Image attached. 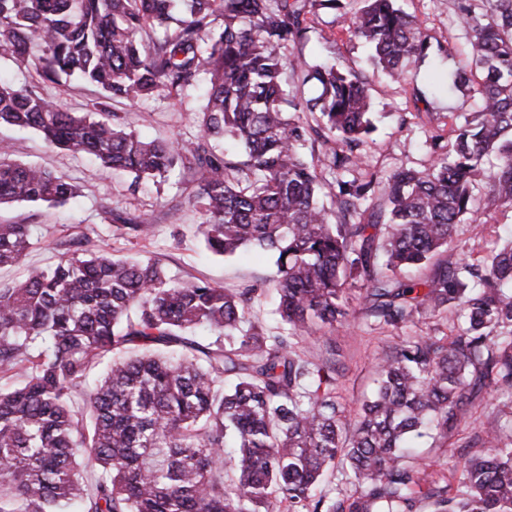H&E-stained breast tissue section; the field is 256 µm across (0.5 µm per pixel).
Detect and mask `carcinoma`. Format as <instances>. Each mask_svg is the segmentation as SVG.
Masks as SVG:
<instances>
[{
  "instance_id": "carcinoma-1",
  "label": "carcinoma",
  "mask_w": 512,
  "mask_h": 512,
  "mask_svg": "<svg viewBox=\"0 0 512 512\" xmlns=\"http://www.w3.org/2000/svg\"><path fill=\"white\" fill-rule=\"evenodd\" d=\"M341 0H0V49L49 81L101 94L69 112L0 79V126L38 131L53 149L93 156L129 189L179 168L197 177L205 248L273 260L279 325L255 313L265 289L174 278L158 260L67 249L23 280H0V512H512V440L486 431L461 470V493L408 463L412 441L442 436L470 404L467 387L512 389V240L484 262L435 265L421 281L396 271L429 262L472 213L476 178L512 205V0H469L461 17L481 82L479 109L432 162L383 182L353 175L374 130L365 82L337 65L284 54L309 40L308 7ZM162 36L139 38L145 28ZM377 72L407 78L430 42L396 0H364L348 20ZM320 94L286 88L284 71ZM455 69L447 94L472 85ZM203 85L192 146L145 140L107 101L134 102ZM340 148L304 149L325 135ZM235 154L218 149L224 138ZM333 174L328 180L323 172ZM78 188L17 163L0 142V205L65 204ZM136 236L150 225L111 213ZM32 245L28 224H0V268ZM366 313L399 328L453 305L464 326L394 348L373 399L348 427L336 401V340L303 342L346 316L345 285ZM343 463L358 484L347 503L315 489Z\"/></svg>"
}]
</instances>
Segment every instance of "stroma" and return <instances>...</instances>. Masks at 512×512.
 <instances>
[{"label": "stroma", "mask_w": 512, "mask_h": 512, "mask_svg": "<svg viewBox=\"0 0 512 512\" xmlns=\"http://www.w3.org/2000/svg\"><path fill=\"white\" fill-rule=\"evenodd\" d=\"M399 4L419 21L432 46L429 57L412 69L407 80L390 82L375 75L367 48L350 37L337 10L311 7L309 41L302 48L310 64L336 62L367 79L377 129L364 146V161L367 169L383 179L403 169H427L431 163L428 138L450 140L463 115L472 112L477 102L470 93L450 97L433 90L439 73L471 66L469 37L460 17L462 0H399ZM0 75L11 78L15 85L35 89L71 112L94 111L99 101L96 87L75 80L48 81L34 66L17 67L4 52H0ZM109 109L147 139H176L187 145L199 135L200 98L194 91L153 95L132 106L114 100ZM0 138L11 143L15 160L45 167L81 192L76 201L58 207L34 203L0 206V223L28 224L34 231V245L23 265L0 270L2 280L46 266L72 242L117 256L149 255L170 273L204 278L228 288H240L273 273L262 258L245 255L225 261L204 249L196 232L199 215L191 205L199 186L188 172H174L165 182L144 186L133 194L126 176L103 172L90 157L48 148L34 130L0 127ZM112 209L151 225L149 237L125 235L109 220ZM511 232L512 206L491 201L485 191H478L475 212L458 224L452 243L436 260L452 265L479 263L496 247L499 237ZM362 295L359 288H351L348 314L332 333L337 345L336 399L351 421L370 398L377 365L385 353L421 336L455 335L461 325L456 310L448 309L416 318L399 329L382 327L367 316ZM493 422L500 425L503 439L512 438V390L483 389L448 437L430 438L422 445L421 455L431 464L436 479L447 484L449 493H456L459 487L465 460L481 452L480 445L472 444V437Z\"/></svg>", "instance_id": "obj_1"}]
</instances>
